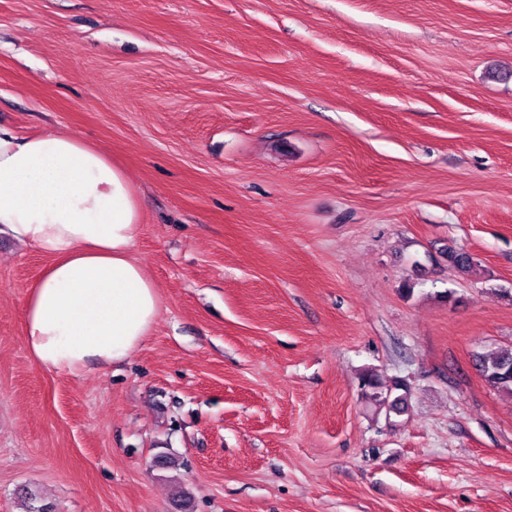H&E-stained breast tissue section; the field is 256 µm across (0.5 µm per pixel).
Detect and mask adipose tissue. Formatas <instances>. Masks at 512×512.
Instances as JSON below:
<instances>
[{
	"label": "adipose tissue",
	"mask_w": 512,
	"mask_h": 512,
	"mask_svg": "<svg viewBox=\"0 0 512 512\" xmlns=\"http://www.w3.org/2000/svg\"><path fill=\"white\" fill-rule=\"evenodd\" d=\"M141 208L125 172L64 130L23 135L0 124V233L51 260L23 311V343L57 374L125 360L160 310L132 257Z\"/></svg>",
	"instance_id": "obj_1"
}]
</instances>
